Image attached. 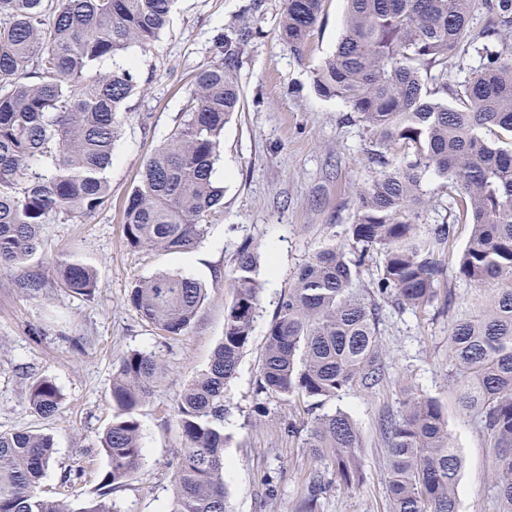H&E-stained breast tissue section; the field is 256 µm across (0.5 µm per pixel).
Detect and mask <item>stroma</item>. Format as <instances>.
<instances>
[{
  "mask_svg": "<svg viewBox=\"0 0 512 512\" xmlns=\"http://www.w3.org/2000/svg\"><path fill=\"white\" fill-rule=\"evenodd\" d=\"M285 5L286 0H178L161 38L149 49H131L129 59L145 91L127 104L107 173L109 201L80 220L56 217L31 260L0 269V432L26 430L53 438L43 496L67 489L77 508L97 499L106 466L99 439L112 420V374L128 351L153 354L167 372L139 411L142 465L111 498L120 512H165L184 446L175 399L207 368L223 337L229 294L219 277L232 269L246 241L260 257L262 291L252 338L224 388L229 512H297L316 470L327 483L318 512H388L378 421L383 412L400 413L411 392L435 398L446 414L464 459L457 486L460 512H497L493 450L474 416L459 409L448 361L452 320L476 309L480 300L478 290L457 275L470 227L454 224L448 192L434 172L424 174L422 188L429 225L454 226L435 256L444 268L440 288L453 290L456 303L447 310L438 300L417 313L384 304L379 323L384 383L369 393L342 392L319 408L323 414L342 410L356 421L363 483L353 488L338 483L331 465L312 461L302 436L289 434V423L308 418L304 403L271 397L265 417L254 412L265 336L282 296L319 249H350L359 195L381 172L366 159L370 139L355 114L313 87L314 70L340 38L346 0H325L303 58L277 37ZM245 24L254 35L236 69L240 110L224 129L214 174L224 189L223 211L211 218L205 237L189 253L130 248L124 204L146 158L179 122L195 74L213 61L216 30ZM70 258L94 270L93 297L62 287L57 267ZM158 271L179 272L207 286L183 335L165 336L127 302L132 284ZM34 276L43 282L36 291L25 286ZM43 378L53 380L62 397L49 418L29 402L31 386Z\"/></svg>",
  "mask_w": 512,
  "mask_h": 512,
  "instance_id": "35a3bbf8",
  "label": "stroma"
}]
</instances>
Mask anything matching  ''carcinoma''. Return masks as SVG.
Wrapping results in <instances>:
<instances>
[{
	"label": "carcinoma",
	"instance_id": "obj_1",
	"mask_svg": "<svg viewBox=\"0 0 512 512\" xmlns=\"http://www.w3.org/2000/svg\"><path fill=\"white\" fill-rule=\"evenodd\" d=\"M175 2L0 0V269L27 261L56 216L84 218L108 202L107 171L122 117L142 90L128 52L160 38ZM324 2L287 0L278 37L299 57ZM475 2L347 0L341 38L315 70L314 87L356 114L371 135L368 161L391 169L359 197L349 230L357 260L337 247L318 251L279 302L265 338L255 411L265 416L271 395L316 405L343 391L370 393L386 379L380 302L424 310L443 274L434 253L451 225L425 231L421 223V178L432 170L452 194L455 221L471 227L460 277L478 287L498 284L482 310L452 322L448 360L462 409L479 419L494 448L500 512H512V146H501L512 141V57L497 47L512 37V0H482L488 26L470 39ZM50 9L54 20L47 24ZM252 35V28L235 25L216 34L215 61L196 74L188 109L144 162L125 202L130 247L189 252L224 207L214 170L224 126L240 107L235 64ZM469 52L480 68L448 85V64ZM106 60L112 67L102 71ZM374 250L383 256L377 302L354 287L357 266ZM258 268V255L241 245L224 275L230 295L224 336L207 368L176 399L185 448L166 512H227L224 387L252 336L262 288ZM59 277L74 294H94V271L79 261L63 264ZM205 298V284L161 271L137 281L127 302L175 337L191 327ZM162 373L151 354L120 358L112 375V423L100 437L107 459L100 499L88 506L74 509L65 499L41 495L51 436L0 433V512H118L108 495L141 467L137 412ZM29 400L47 418L58 412L61 394L43 378ZM380 431L389 512H459L463 459L440 404L413 394L401 414L381 419ZM304 447L314 461L330 460L344 486L363 482L361 433L348 413L315 417ZM324 489L314 475L299 512H317Z\"/></svg>",
	"mask_w": 512,
	"mask_h": 512
}]
</instances>
